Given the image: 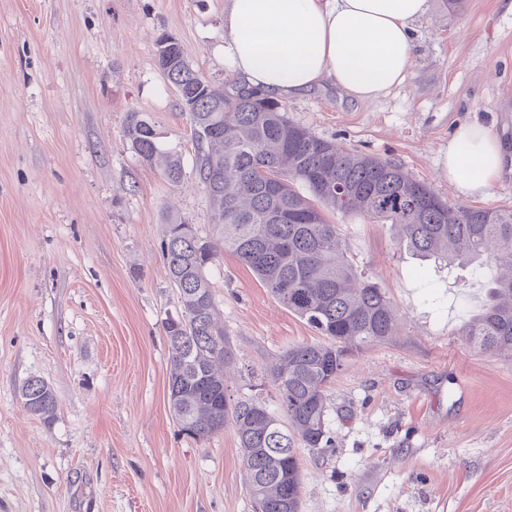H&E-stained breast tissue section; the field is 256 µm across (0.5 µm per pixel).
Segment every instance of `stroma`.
Returning <instances> with one entry per match:
<instances>
[{
  "label": "stroma",
  "instance_id": "1",
  "mask_svg": "<svg viewBox=\"0 0 512 512\" xmlns=\"http://www.w3.org/2000/svg\"><path fill=\"white\" fill-rule=\"evenodd\" d=\"M227 4L0 0V512H253L233 430L190 438L168 406L164 217L208 240L209 202L194 176L174 186L142 163L126 136L128 114H148L193 168L156 39L173 36L225 81ZM428 4L402 85L360 102L329 82L285 106L455 204L439 172L459 123L488 125L512 152V12L506 0ZM325 214L400 320L327 387L331 445L297 450L301 512H512V359L460 332L488 270L420 259L391 225ZM209 277L234 352L230 394L275 407L267 368L320 334L233 254ZM31 377L56 393L52 425L24 405Z\"/></svg>",
  "mask_w": 512,
  "mask_h": 512
}]
</instances>
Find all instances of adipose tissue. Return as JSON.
<instances>
[{"label": "adipose tissue", "instance_id": "1", "mask_svg": "<svg viewBox=\"0 0 512 512\" xmlns=\"http://www.w3.org/2000/svg\"><path fill=\"white\" fill-rule=\"evenodd\" d=\"M428 0H229L224 64L250 85L292 97L333 82L357 101H373L404 80L412 25ZM507 162L497 134L459 123L440 174L466 198L489 194Z\"/></svg>", "mask_w": 512, "mask_h": 512}]
</instances>
